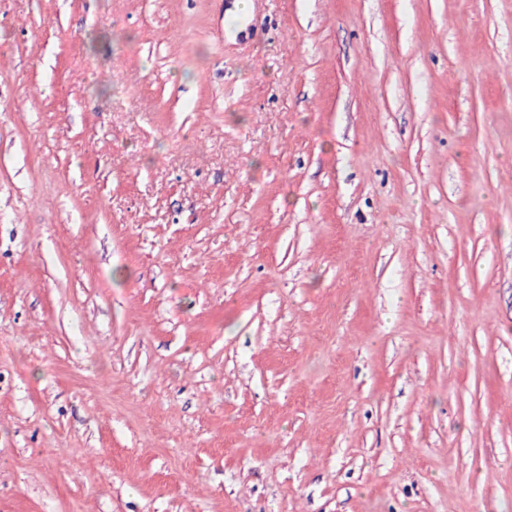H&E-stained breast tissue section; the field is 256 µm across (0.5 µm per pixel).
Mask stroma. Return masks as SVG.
<instances>
[{"label": "stroma", "mask_w": 512, "mask_h": 512, "mask_svg": "<svg viewBox=\"0 0 512 512\" xmlns=\"http://www.w3.org/2000/svg\"><path fill=\"white\" fill-rule=\"evenodd\" d=\"M0 0V512H512V0Z\"/></svg>", "instance_id": "35a3bbf8"}]
</instances>
